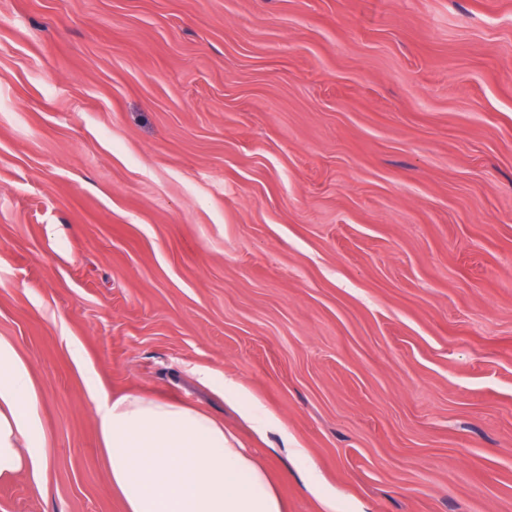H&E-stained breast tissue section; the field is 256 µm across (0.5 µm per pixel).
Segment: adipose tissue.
Segmentation results:
<instances>
[{"instance_id":"ef3b65f1","label":"adipose tissue","mask_w":512,"mask_h":512,"mask_svg":"<svg viewBox=\"0 0 512 512\" xmlns=\"http://www.w3.org/2000/svg\"><path fill=\"white\" fill-rule=\"evenodd\" d=\"M41 399L26 361L0 339V476L46 472ZM93 401L124 512H285L267 472L212 416L139 394Z\"/></svg>"}]
</instances>
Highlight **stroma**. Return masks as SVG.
Here are the masks:
<instances>
[{"instance_id": "stroma-1", "label": "stroma", "mask_w": 512, "mask_h": 512, "mask_svg": "<svg viewBox=\"0 0 512 512\" xmlns=\"http://www.w3.org/2000/svg\"><path fill=\"white\" fill-rule=\"evenodd\" d=\"M0 337V512H124L90 369L287 512H512V0H0ZM41 399L26 361L0 338V476L26 469L40 478L47 471Z\"/></svg>"}]
</instances>
